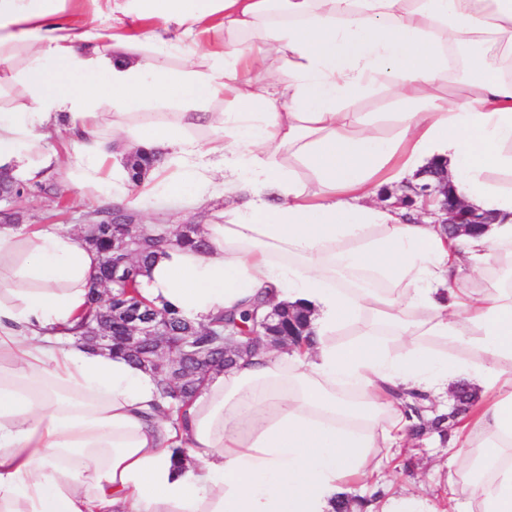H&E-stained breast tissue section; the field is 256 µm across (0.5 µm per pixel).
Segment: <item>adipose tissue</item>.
<instances>
[{"instance_id": "obj_1", "label": "adipose tissue", "mask_w": 512, "mask_h": 512, "mask_svg": "<svg viewBox=\"0 0 512 512\" xmlns=\"http://www.w3.org/2000/svg\"><path fill=\"white\" fill-rule=\"evenodd\" d=\"M66 2L0 0V62L29 58L0 78V170L35 183L64 156L121 205V162L147 151L181 169L169 199L190 180L205 201L232 188L205 249L166 247L142 295L198 323L255 301L298 305L311 342L211 373L171 428L153 374L57 345L77 333L97 253L61 228L0 227V512H334L352 478L382 476L375 449L416 422L391 390L444 399L461 373L481 395L458 425L472 463L456 512H512V286L459 285L466 270L512 273V190L490 177L512 174V77L476 52L512 64V0H105L112 20L94 26L67 19ZM162 26L192 43L182 68L135 50ZM452 55L469 61L459 96ZM272 56L282 68L253 78ZM370 89L401 106L391 137L343 109ZM226 98L232 108L208 109ZM149 104L176 113L158 120ZM433 162L496 223L451 238L368 206L373 185ZM341 331L352 340L337 343ZM438 340L470 361L449 363Z\"/></svg>"}]
</instances>
